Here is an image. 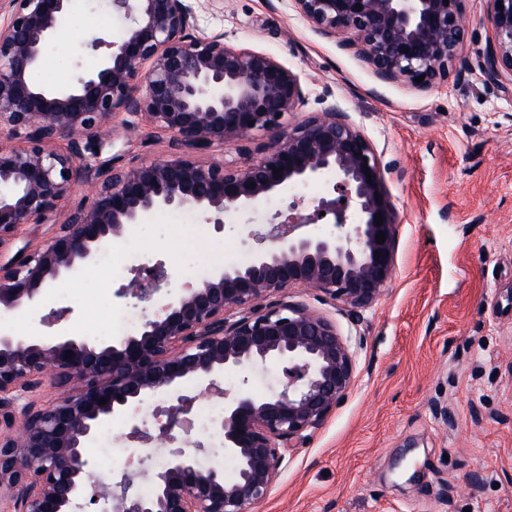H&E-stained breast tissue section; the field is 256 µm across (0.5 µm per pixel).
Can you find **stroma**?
I'll return each instance as SVG.
<instances>
[{"mask_svg":"<svg viewBox=\"0 0 512 512\" xmlns=\"http://www.w3.org/2000/svg\"><path fill=\"white\" fill-rule=\"evenodd\" d=\"M466 10L462 56L475 69L491 29L485 0H468ZM107 25L113 39L122 37L121 18L75 0L38 80L95 67L84 43ZM194 32L224 33L300 74L308 101L289 123L330 92L389 165L401 220L394 277L368 308L354 315L320 292H290L350 340L355 380L323 425L289 451L256 512H512V97L475 72L430 89L382 82L363 58L317 34L292 0H224L198 9ZM169 140L148 123L119 118L111 145L85 156L148 162L169 155ZM171 217L162 212L113 242L127 268L162 261L180 286L223 266L225 253L255 247L246 218L225 216L218 229L197 213L183 227ZM127 281L103 261L75 270L40 306L0 311V332L52 336L49 313L67 307L74 334L111 338L110 313L134 311L117 294ZM440 407L447 417L437 415ZM151 418L144 406L112 420L110 461L88 442L102 479L121 481L146 455L147 444L129 436L130 422Z\"/></svg>","mask_w":512,"mask_h":512,"instance_id":"stroma-1","label":"stroma"}]
</instances>
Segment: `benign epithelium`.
Instances as JSON below:
<instances>
[{
    "label": "benign epithelium",
    "instance_id": "benign-epithelium-1",
    "mask_svg": "<svg viewBox=\"0 0 512 512\" xmlns=\"http://www.w3.org/2000/svg\"><path fill=\"white\" fill-rule=\"evenodd\" d=\"M292 2L318 34L354 50L383 82L429 88L453 71L458 78L471 72L459 63L466 0ZM486 2L492 36L480 75L512 95V0ZM72 6L0 0V247L21 225L44 223L77 185L94 183L91 196L63 212L49 242L0 262V309L37 304L161 210L192 207L220 228L224 214L254 213L272 196L288 204L251 232L259 247L247 264L217 267L183 293H166L131 336L109 344L88 343L66 327L46 341L0 332V512H253L288 451L323 424L354 382L350 341L329 318L288 300V290L320 292L353 312L381 295L394 274L400 224L386 167L328 92L311 116L287 124L307 98L300 76L264 52L226 42L222 32L193 34L195 0H105L125 22L121 40L103 29L87 42L98 53L95 69L68 85L32 84ZM121 114L169 134L168 158L87 163L84 151L103 145ZM257 132L269 142L255 153L248 143ZM226 142L238 144L239 163L192 159ZM329 172L327 195L302 212L293 189ZM317 224L344 233L304 231ZM381 232L386 240L378 244ZM166 287L157 261L134 269L118 294L147 302ZM267 363L281 367L280 390L255 394L244 375L237 393H224L219 428L235 478L216 466L201 469L179 438L192 428L198 398L183 388L214 394L224 372ZM48 376L63 389L58 400L20 402ZM134 404L154 405L157 434L141 421L129 437L156 440L166 452L155 468L138 461L137 473L152 486L146 496L131 475L105 484L85 448Z\"/></svg>",
    "mask_w": 512,
    "mask_h": 512
}]
</instances>
